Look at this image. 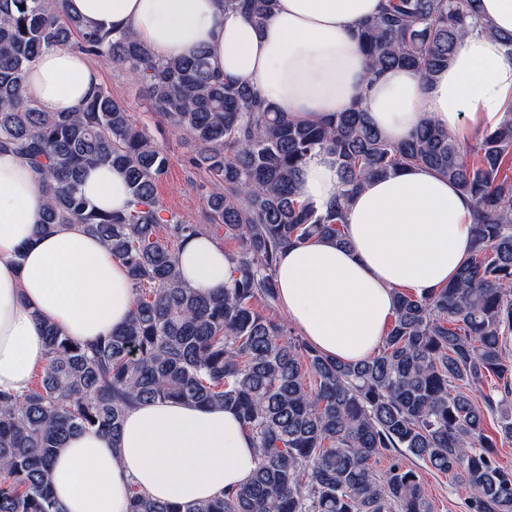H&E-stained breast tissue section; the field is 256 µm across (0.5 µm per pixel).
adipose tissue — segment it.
<instances>
[{
  "mask_svg": "<svg viewBox=\"0 0 512 512\" xmlns=\"http://www.w3.org/2000/svg\"><path fill=\"white\" fill-rule=\"evenodd\" d=\"M384 0H277L265 21L224 0H65L67 14L115 34L132 32L159 57L207 51L217 73L257 90L289 118L321 122L364 108L390 142L429 120L460 144L493 130L512 110V0H481L493 33L467 35L431 79L402 68L371 72L359 25ZM25 95L47 112H75L99 87L83 55L44 50L25 75ZM81 193L104 213L130 207L122 173L86 169ZM341 191L336 160L313 155L300 169L297 200L323 211ZM46 203L38 175L0 152V391L21 393L49 355L41 324L90 344L123 326L134 295L123 263L82 225L39 229ZM346 244L316 237L282 251L278 303L307 342L346 364L373 357L394 311L395 289L416 295L448 285L473 246V202L447 178L413 166L368 181L346 212ZM189 287L223 288L231 267L208 235L178 253ZM258 466L250 432L221 407L175 401L137 404L120 435L75 433L56 455L52 487L63 512H127L131 489L193 504L245 483Z\"/></svg>",
  "mask_w": 512,
  "mask_h": 512,
  "instance_id": "obj_1",
  "label": "adipose tissue"
}]
</instances>
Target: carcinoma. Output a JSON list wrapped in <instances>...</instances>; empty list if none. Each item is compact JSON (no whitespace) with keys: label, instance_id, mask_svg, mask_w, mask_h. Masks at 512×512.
<instances>
[{"label":"carcinoma","instance_id":"1","mask_svg":"<svg viewBox=\"0 0 512 512\" xmlns=\"http://www.w3.org/2000/svg\"><path fill=\"white\" fill-rule=\"evenodd\" d=\"M266 19L274 0H224ZM480 0H388L356 35L374 71L409 67L431 78L466 35L487 31ZM50 47L123 65L151 108L198 147L191 163L220 189L207 224H186L156 200L167 155L126 106L99 87L79 112H45L24 92L28 66ZM27 159L46 194L41 229L79 223L127 268L130 321L84 345L44 326L50 360L23 394L0 393V512H60L50 467L66 439L95 429L117 438L126 412L151 399L235 411L259 465L244 485L192 505L134 488L129 512H432L419 474L394 460L382 480L371 461L407 452L452 476L468 512H512V112L466 149L422 123L385 140L362 108L320 124L294 122L250 86L226 82L207 54L161 60L132 33L70 17L64 0H0V151ZM336 158L342 191L326 212L296 199L300 166ZM88 165L122 171L129 210L102 214L78 190ZM433 170L474 201L472 252L457 279L428 295L395 291L377 353L358 365L330 359L255 310L277 301L275 268L290 243L345 242L344 209L372 178L407 166ZM224 232L232 276L204 294L182 283L188 238ZM500 381L473 401L468 390Z\"/></svg>","mask_w":512,"mask_h":512}]
</instances>
